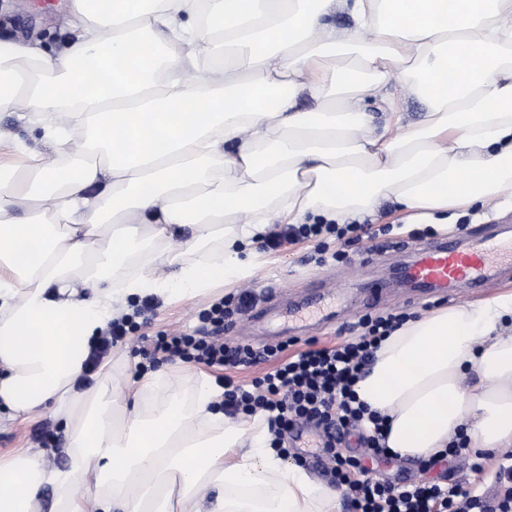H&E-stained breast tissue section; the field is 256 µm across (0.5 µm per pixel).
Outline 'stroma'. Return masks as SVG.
Returning <instances> with one entry per match:
<instances>
[{"label": "stroma", "instance_id": "35a3bbf8", "mask_svg": "<svg viewBox=\"0 0 512 512\" xmlns=\"http://www.w3.org/2000/svg\"><path fill=\"white\" fill-rule=\"evenodd\" d=\"M69 17V0H50L45 7L39 0H27L23 5L17 0H0V43L24 40L37 44L46 53H62L72 38ZM40 135L32 112H0V163L23 167L26 159L19 153V146L38 148ZM370 222L380 231L376 240L347 245L336 236L323 234L275 251H265V265L246 284H219L206 297L188 298L171 305L154 302L152 307L142 309L138 316V331L150 336L175 330L192 331L198 326L200 315L213 303L246 287L253 291L255 300L244 313L227 320L224 339L231 343L245 340L257 347L275 346L281 339L270 333L264 314L271 293H278L282 301L290 302L302 299L318 288L325 291L345 288L349 295L338 303L339 314L335 321L310 320L298 333L304 342L314 340L321 345L342 342L351 337L353 324L364 313L379 316L401 312L413 316L427 311L428 303L404 299L403 289L393 284L394 263L435 239L464 237L488 224L512 227V202L491 200L483 206L450 216L445 224H406L393 215L391 206L386 205L371 217ZM373 279L387 282L389 296L379 306L367 311L360 304L357 290ZM43 424L50 425L57 433L55 447L43 448L35 441V433ZM21 451L38 455L48 466L65 467L68 450L64 426L49 412L24 420L1 422L0 455Z\"/></svg>", "mask_w": 512, "mask_h": 512}]
</instances>
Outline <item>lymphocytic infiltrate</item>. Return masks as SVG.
Here are the masks:
<instances>
[{"label":"lymphocytic infiltrate","instance_id":"lymphocytic-infiltrate-1","mask_svg":"<svg viewBox=\"0 0 512 512\" xmlns=\"http://www.w3.org/2000/svg\"><path fill=\"white\" fill-rule=\"evenodd\" d=\"M325 231L352 244L373 236L368 223L302 224L271 233L262 247L274 250ZM253 299V293L245 291L236 302L212 305L202 315L210 325L207 331L142 337L139 353L152 366L181 360L210 368L222 390L225 413L263 416L272 447L285 449L295 429L307 427L316 435L319 454L327 460L332 477L346 487L350 512H512V484L505 491L488 494L463 489L452 481L457 465L480 475L491 458L490 453L471 448L463 432L442 454L429 459V466H442L439 479L395 481L382 473V465L395 461L397 455L385 444V418L369 411L355 385L382 340L404 322V315L361 317L353 339L322 346L311 342L294 352L284 344L256 350L226 343L225 316L244 311ZM259 364L266 370L251 384H241L232 376L233 370Z\"/></svg>","mask_w":512,"mask_h":512}]
</instances>
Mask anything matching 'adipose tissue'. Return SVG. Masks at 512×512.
<instances>
[{"label": "adipose tissue", "mask_w": 512, "mask_h": 512, "mask_svg": "<svg viewBox=\"0 0 512 512\" xmlns=\"http://www.w3.org/2000/svg\"><path fill=\"white\" fill-rule=\"evenodd\" d=\"M345 11L351 26L331 21ZM61 54L0 47V112L43 150L0 173V404L52 410L65 468L0 458V512H341L287 462L263 417H231L168 369L79 381L91 341L134 300L203 297L254 277L271 223L408 219L512 199V0H71ZM426 104L409 121L389 92ZM318 103L297 107L299 94ZM376 112H369V105ZM182 236L197 257L177 261ZM385 443L428 459L466 427L512 446V293L408 318L356 386ZM265 489L245 504L228 491Z\"/></svg>", "instance_id": "ef3b65f1"}]
</instances>
